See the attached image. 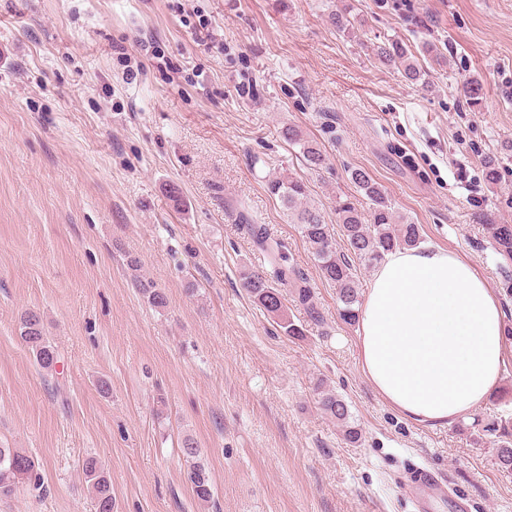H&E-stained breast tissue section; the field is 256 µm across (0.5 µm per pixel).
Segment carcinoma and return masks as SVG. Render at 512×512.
I'll return each mask as SVG.
<instances>
[{"mask_svg": "<svg viewBox=\"0 0 512 512\" xmlns=\"http://www.w3.org/2000/svg\"><path fill=\"white\" fill-rule=\"evenodd\" d=\"M372 54L384 66L402 71L411 83L421 80L422 73L411 57L409 47L401 41L388 40L376 45ZM462 91L469 103L478 106L483 95L482 85L476 79L463 83ZM281 137L299 148L305 165L311 169L321 168L326 161L323 152L304 138L293 125L282 128ZM351 181L368 201V211L360 209L358 201L347 195L336 197V221L340 224L346 243V251L336 250L330 225L321 209L308 201L307 187L302 179L292 175L280 176L267 182L268 192L278 199L290 224L298 225L301 236L322 278L336 288L340 303V316L345 321L356 320L360 304L356 284V267L359 262L374 267L385 256L397 249L419 246L423 240L422 228L418 224L402 221L396 215L384 189L363 169L350 173ZM239 221L246 229L253 245L266 254L268 267L259 273H250L243 278L242 288L249 298L289 337L304 336L303 326H298L286 315L283 291L291 290L293 301L300 306L307 321L316 326L324 324L323 314L316 302L314 288L306 274L286 254L285 244L271 237L264 224L245 210L238 212ZM483 230L490 245L500 256L503 270L512 266V225L495 224L486 220ZM138 287L148 304L156 309L167 306V295L150 281H138ZM21 340L32 352L38 365L54 368L58 353L45 332L43 320L35 311H27L18 322ZM321 410L336 420L344 431L345 440L356 445L361 440V431L352 421L348 403L344 398L319 383L316 386ZM483 431L495 436V463L503 471H512V424L493 420L483 426ZM181 452L188 463L187 479L194 497L203 504L213 500V482L208 468L199 459L196 442L186 438ZM85 481L95 493L96 512H114L111 484L97 459L87 458L83 463ZM39 476L33 457L14 448H0V498L16 494L22 482H38Z\"/></svg>", "mask_w": 512, "mask_h": 512, "instance_id": "obj_1", "label": "carcinoma"}]
</instances>
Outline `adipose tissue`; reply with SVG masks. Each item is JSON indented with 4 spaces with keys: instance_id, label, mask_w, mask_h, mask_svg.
<instances>
[{
    "instance_id": "ef3b65f1",
    "label": "adipose tissue",
    "mask_w": 512,
    "mask_h": 512,
    "mask_svg": "<svg viewBox=\"0 0 512 512\" xmlns=\"http://www.w3.org/2000/svg\"><path fill=\"white\" fill-rule=\"evenodd\" d=\"M356 349L369 383L415 423L465 419L500 390V303L458 254L419 246L389 253L358 309Z\"/></svg>"
}]
</instances>
